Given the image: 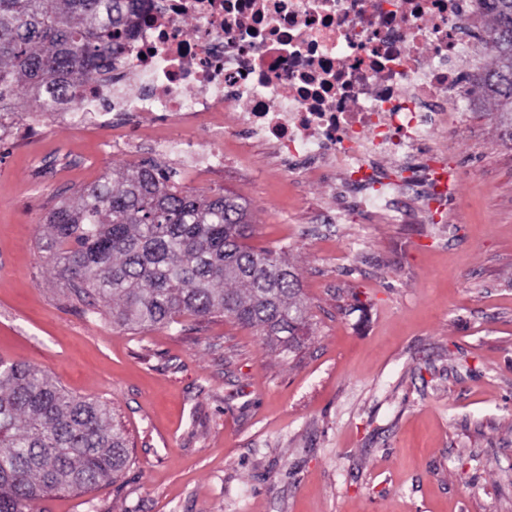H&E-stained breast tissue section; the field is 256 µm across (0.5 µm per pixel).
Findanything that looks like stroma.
Listing matches in <instances>:
<instances>
[{"mask_svg":"<svg viewBox=\"0 0 512 512\" xmlns=\"http://www.w3.org/2000/svg\"><path fill=\"white\" fill-rule=\"evenodd\" d=\"M448 111L459 181L440 221L360 209L235 133L190 174L152 115L16 120L0 137V358L105 402L131 463L34 512H512V141L494 100ZM152 161L182 190L247 202L256 248L288 250L308 304L294 353L215 315L123 329L87 315L41 249L70 189Z\"/></svg>","mask_w":512,"mask_h":512,"instance_id":"stroma-1","label":"stroma"}]
</instances>
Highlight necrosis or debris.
<instances>
[{"label":"necrosis or debris","mask_w":512,"mask_h":512,"mask_svg":"<svg viewBox=\"0 0 512 512\" xmlns=\"http://www.w3.org/2000/svg\"><path fill=\"white\" fill-rule=\"evenodd\" d=\"M145 23L112 73L54 109L71 118L97 112L159 113L161 123L237 124L304 160L305 176L343 174L359 208L403 218L415 200L428 214L447 208L458 173L435 136L456 117L441 110L465 96L462 61L478 62L471 33L480 0H143ZM194 20V36L183 23ZM135 80L138 94L123 92ZM427 154L421 177L384 181L373 157L410 163Z\"/></svg>","instance_id":"necrosis-or-debris-1"}]
</instances>
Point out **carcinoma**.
Here are the masks:
<instances>
[{"mask_svg":"<svg viewBox=\"0 0 512 512\" xmlns=\"http://www.w3.org/2000/svg\"><path fill=\"white\" fill-rule=\"evenodd\" d=\"M138 0H0V107L29 96V113L112 72L144 21ZM495 66L477 87L512 139V0H483ZM178 172L151 161L79 187L47 218L42 250L88 309L112 306L127 329L220 314L290 352L307 307L284 250L255 249L239 198L177 188ZM129 464L108 406L74 396L43 371L0 359V512H34L52 492L93 490Z\"/></svg>","mask_w":512,"mask_h":512,"instance_id":"1","label":"carcinoma"}]
</instances>
